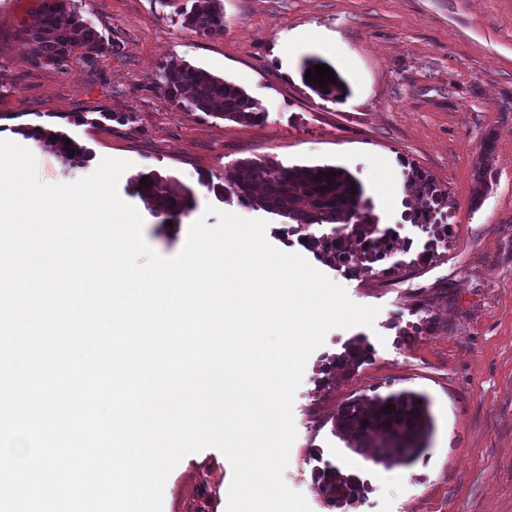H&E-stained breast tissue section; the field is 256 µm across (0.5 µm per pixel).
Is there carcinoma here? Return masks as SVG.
I'll return each instance as SVG.
<instances>
[{
    "label": "carcinoma",
    "instance_id": "cac0c4a2",
    "mask_svg": "<svg viewBox=\"0 0 512 512\" xmlns=\"http://www.w3.org/2000/svg\"><path fill=\"white\" fill-rule=\"evenodd\" d=\"M183 25L205 36L224 33L222 0H196L191 9L180 13ZM32 55L46 65L63 66L76 46L91 49L86 58L93 65L97 59L112 53L117 45L105 39L92 23L83 19L75 0H44L42 9L22 30ZM163 89L184 112H205L240 124H256L265 120L261 104L240 86L205 69L186 62L171 61L162 68ZM336 82L319 86L313 81L304 85L319 98L339 102L348 94V86L340 75ZM36 140L55 149L71 166L84 159V149L76 142L66 144L67 136L59 131L36 128ZM162 179L146 176V183L135 178L136 193L157 213L173 221L191 211L195 198L191 190L176 183L160 186ZM406 189L425 198V205L443 206L446 197L432 187L427 177L417 171L407 174ZM218 194L234 198L241 205L290 219L293 233L305 226L332 224L335 237L310 236L311 249L329 263L364 267L370 258L357 249L361 239L380 234L378 218L372 213L358 181L343 168L331 165L286 166L270 159H242L224 169V185ZM342 225V229L335 225ZM364 350L350 344L336 357V366L349 370L358 364ZM392 406L387 414L384 407ZM433 432L430 400L412 390H399L385 395L352 400L341 406L334 433L347 447L366 460L385 467L409 466L427 448ZM323 493L331 505L356 503L363 493L358 477L325 465L318 473Z\"/></svg>",
    "mask_w": 512,
    "mask_h": 512
}]
</instances>
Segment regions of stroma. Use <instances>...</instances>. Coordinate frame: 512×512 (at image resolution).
<instances>
[{"label": "stroma", "mask_w": 512, "mask_h": 512, "mask_svg": "<svg viewBox=\"0 0 512 512\" xmlns=\"http://www.w3.org/2000/svg\"><path fill=\"white\" fill-rule=\"evenodd\" d=\"M193 2L82 0L83 16L118 49L92 66L73 57L54 67L35 61L19 35L42 0H0V125L34 154L46 184L84 178L105 157L130 160L119 194L163 257L182 250L198 218L216 225L220 210L265 219L267 241L292 252L289 220L215 195L225 166L241 159L344 168L383 224L401 223L415 202L405 190L384 200L376 182H405L414 168L429 176L454 226L431 263L405 264L388 281L317 263L353 302L380 312L373 326L330 330L309 356L283 478L312 512H512V0H223L225 30L211 37L177 15ZM310 57L345 80L343 101L303 84ZM172 60L238 84L266 120L182 111L161 89ZM33 126L67 133L89 162L65 166L21 135ZM139 174L178 181L194 210L162 226L129 188ZM351 341L365 359L336 373L330 362ZM393 389L429 397L434 431L413 464L389 469L346 448L333 424L341 405ZM328 463L350 465L363 483L357 504L329 505L316 479ZM232 479L219 450L187 455L166 480L162 512H226Z\"/></svg>", "instance_id": "1"}]
</instances>
